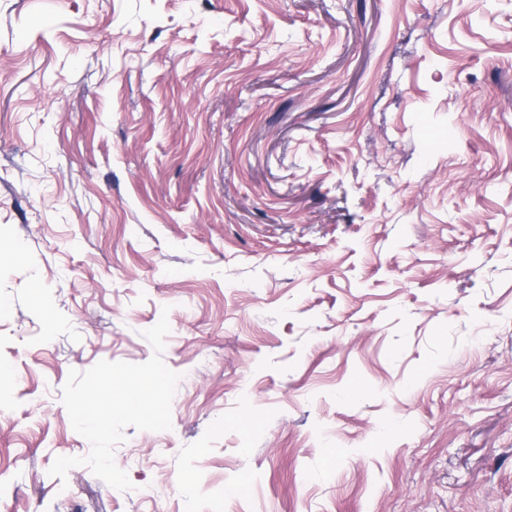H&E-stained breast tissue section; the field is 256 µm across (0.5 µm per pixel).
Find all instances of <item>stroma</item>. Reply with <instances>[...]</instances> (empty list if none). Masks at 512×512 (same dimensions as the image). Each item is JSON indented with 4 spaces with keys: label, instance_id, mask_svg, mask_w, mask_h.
Returning a JSON list of instances; mask_svg holds the SVG:
<instances>
[{
    "label": "stroma",
    "instance_id": "obj_1",
    "mask_svg": "<svg viewBox=\"0 0 512 512\" xmlns=\"http://www.w3.org/2000/svg\"><path fill=\"white\" fill-rule=\"evenodd\" d=\"M1 364L0 512H512V0H0Z\"/></svg>",
    "mask_w": 512,
    "mask_h": 512
}]
</instances>
